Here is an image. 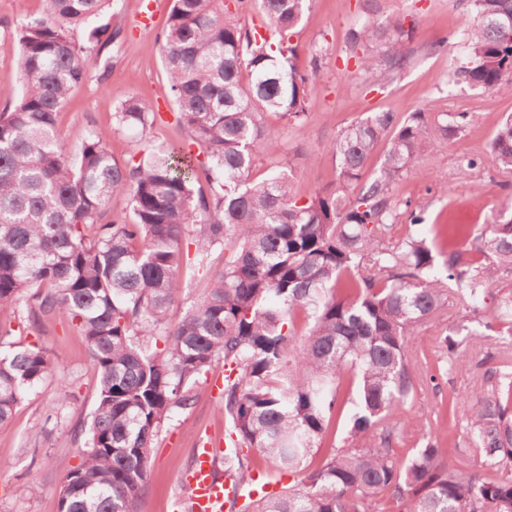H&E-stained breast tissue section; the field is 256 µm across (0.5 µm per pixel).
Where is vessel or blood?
<instances>
[{"instance_id":"b4317fda","label":"vessel or blood","mask_w":512,"mask_h":512,"mask_svg":"<svg viewBox=\"0 0 512 512\" xmlns=\"http://www.w3.org/2000/svg\"><path fill=\"white\" fill-rule=\"evenodd\" d=\"M221 453V445L217 442L206 443L203 448L197 449L184 479L186 512H224L225 502L244 492L242 482L216 477L214 461Z\"/></svg>"}]
</instances>
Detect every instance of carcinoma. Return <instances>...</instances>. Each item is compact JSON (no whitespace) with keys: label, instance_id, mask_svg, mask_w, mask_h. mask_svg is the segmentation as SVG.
<instances>
[{"label":"carcinoma","instance_id":"cac0c4a2","mask_svg":"<svg viewBox=\"0 0 512 512\" xmlns=\"http://www.w3.org/2000/svg\"><path fill=\"white\" fill-rule=\"evenodd\" d=\"M108 0H48L47 14L22 25L13 49L22 90L0 111V313L27 301L33 318L64 317L83 336L98 377L80 433L81 462L61 479L58 512H138L156 436L191 404L200 376L224 362V472L247 479L242 454L255 448L294 476L238 512H512V371H487L469 397L441 400L435 421L461 427L483 458L467 475L448 463L444 442L424 435L396 448L409 423L397 419L419 380L410 363L417 325L454 287L474 309L490 287L512 279V199L475 250L442 263L415 233L421 209L395 204L396 184L433 156L432 141L456 136L465 112H372L332 144L338 184L294 196L281 169L249 179L258 149L282 143L264 123L275 114L300 126L311 71L290 32L312 0H258L271 35L246 21L248 0H172L162 46L170 96L199 153L162 147L121 165L108 134L92 131L75 157L56 136V117L86 79L87 44L112 42ZM466 58L448 84L512 93V0H474ZM80 27L87 43L69 28ZM415 26L366 17L350 30L363 45L362 70L379 82L408 65ZM118 128L146 129L157 118L135 95L113 113ZM383 161L358 182L379 145ZM487 160L512 171V113L500 123ZM115 196L126 218L109 220ZM407 235L385 239L401 215ZM201 223L199 257L224 248V266L175 325L170 306L188 224ZM485 328L512 343V292L501 290ZM307 314L309 328L295 329ZM0 323V427L57 365L42 348L9 340ZM163 348H158V343ZM457 332L440 340L449 364L462 361ZM355 410L342 417L343 383ZM354 443L308 469L331 418Z\"/></svg>","mask_w":512,"mask_h":512}]
</instances>
